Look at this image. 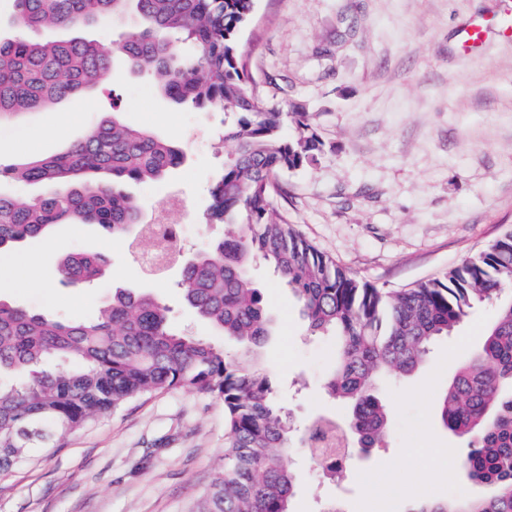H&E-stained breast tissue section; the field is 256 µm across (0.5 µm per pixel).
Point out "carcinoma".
<instances>
[{"instance_id":"1","label":"carcinoma","mask_w":512,"mask_h":512,"mask_svg":"<svg viewBox=\"0 0 512 512\" xmlns=\"http://www.w3.org/2000/svg\"><path fill=\"white\" fill-rule=\"evenodd\" d=\"M254 0H14L16 35L0 39V117L40 111L84 94L111 76V60L147 76L170 103L222 112L233 153L209 188L206 223L224 237L183 267V298L235 345L221 352L169 326L167 308L144 291L118 288L99 314L63 322L0 301V473L58 437L163 390L214 396L224 404V463L195 512H290L294 476L287 464L288 416L270 376L255 365L271 319L250 270L273 265L296 297L307 331L336 342L326 387L343 403L357 435L347 459L385 444L382 381L414 373L440 338L475 305L497 304L482 344L460 360L437 401L441 424L470 442L457 466L489 489L480 498H422L407 512H512V230L442 276L396 292L362 282L280 220L273 178L318 160L323 144L306 112L262 102L242 63L238 33ZM131 13L138 24L107 52L94 40H30V30L105 25ZM189 42L184 53L178 40ZM296 126L284 133L285 116ZM175 141L102 117L65 152L0 167V183L52 182L26 203L0 191V251L48 235L59 224H96L124 236L145 220L130 187L168 177L184 161ZM60 275L90 283L103 260L69 254ZM54 360L76 363L60 370Z\"/></svg>"}]
</instances>
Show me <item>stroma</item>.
<instances>
[{
	"mask_svg": "<svg viewBox=\"0 0 512 512\" xmlns=\"http://www.w3.org/2000/svg\"><path fill=\"white\" fill-rule=\"evenodd\" d=\"M507 7L506 0H255L238 35L251 83L264 101L308 113L324 144L318 161L274 178V207L360 280L387 291L411 287L512 228V41L491 37L474 56L457 43L471 19L490 21ZM114 108L122 122L184 149L186 161L166 181L133 192L147 217L178 195L181 256L206 250L224 233L206 221L208 187L232 151L221 139L224 115L175 107L122 66L52 110L0 119V164L65 151ZM78 252L102 255L109 275L89 286L63 284L60 261ZM16 253L24 261L0 271L1 300L79 321L97 315L115 289H139L167 306L174 329L224 346L223 335L186 306L180 263L150 271L127 238L61 224ZM251 277L273 320L259 362L294 427L292 512H326L334 502L344 512H406L416 485L433 499L477 493L460 472L441 474L417 451L465 453L440 425L436 402L460 354L482 343L494 303L475 306L418 371L381 388L390 410L386 444L331 482L309 454L305 430L320 416L345 417L324 389L335 343L308 334L271 264L255 263ZM223 458V403L164 390L128 401L0 476V512H191ZM375 481L380 491L367 493Z\"/></svg>",
	"mask_w": 512,
	"mask_h": 512,
	"instance_id": "obj_1",
	"label": "stroma"
}]
</instances>
